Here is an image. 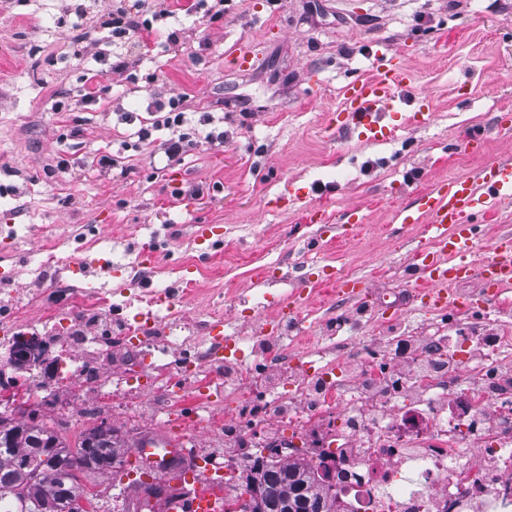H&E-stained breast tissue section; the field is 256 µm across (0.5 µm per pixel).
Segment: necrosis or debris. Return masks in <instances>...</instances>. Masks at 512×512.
Segmentation results:
<instances>
[{"mask_svg": "<svg viewBox=\"0 0 512 512\" xmlns=\"http://www.w3.org/2000/svg\"><path fill=\"white\" fill-rule=\"evenodd\" d=\"M297 325L287 317L248 339L225 337L223 371L205 369L200 353L178 366L199 400L219 391L226 405L254 406L250 425L234 430L225 481L244 453L306 462L325 476L334 512H512V381L498 375L511 351L411 336L394 321L382 358L349 338L338 364L313 360L291 376ZM275 423L291 435L261 440Z\"/></svg>", "mask_w": 512, "mask_h": 512, "instance_id": "obj_1", "label": "necrosis or debris"}]
</instances>
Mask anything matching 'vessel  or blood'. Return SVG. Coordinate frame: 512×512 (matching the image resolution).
<instances>
[{"instance_id": "1", "label": "vessel or blood", "mask_w": 512, "mask_h": 512, "mask_svg": "<svg viewBox=\"0 0 512 512\" xmlns=\"http://www.w3.org/2000/svg\"><path fill=\"white\" fill-rule=\"evenodd\" d=\"M402 64L388 67L380 76L351 82L342 89L343 110L347 123L359 130L363 141L375 142L385 138L382 114L388 108L392 91L406 79ZM512 208V162L489 159L477 178L458 177L443 189L419 195L415 208L405 216L408 224L424 223L431 243L413 250L405 278L414 297L433 311L451 307L481 308L490 299L512 289V230L499 231L491 239L487 255H479L477 227L473 215L490 214ZM325 283L332 285L337 295L357 299L371 291L365 278H348L324 273ZM478 281L476 292L461 294L457 285ZM312 282L298 281L281 309L300 313L310 302ZM188 433L178 428L137 442V454L147 463L159 461L158 449L175 452L182 447ZM155 512H223L218 502L187 492L176 503L159 502Z\"/></svg>"}]
</instances>
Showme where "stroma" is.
I'll return each mask as SVG.
<instances>
[{
    "label": "stroma",
    "mask_w": 512,
    "mask_h": 512,
    "mask_svg": "<svg viewBox=\"0 0 512 512\" xmlns=\"http://www.w3.org/2000/svg\"><path fill=\"white\" fill-rule=\"evenodd\" d=\"M0 0V310L38 336L50 366H38L42 391L22 411L68 441L109 423L120 448L168 425L151 398L168 382L177 410L195 403L178 378L149 361L152 384L127 395L122 372L132 354L120 324L166 292L179 311L161 322L159 346L180 357L167 335L201 332L224 321L228 336L249 337L268 320L311 260L341 275L368 278L360 303L338 302L322 286L300 333L323 342L341 334L371 342L382 323L424 321L457 336L467 322L512 336V304L476 310L424 311L401 282L423 227L401 214L418 193L475 176L490 157L512 155V0H224V19L205 29L181 15L160 20L177 37L168 52L136 58V81L109 73L114 47L99 19L115 0ZM252 54L232 66L229 51ZM392 48L410 70L395 88L384 122L393 137L367 144L337 129L341 90L372 76L380 50ZM110 91L100 104L76 105L88 70ZM183 97L190 126L224 132L219 147H191L169 167L163 153L136 148L135 133L154 102ZM70 105L68 114L55 110ZM478 138L480 150L467 147ZM117 156L124 174L101 168ZM66 156L65 183L45 177ZM363 221L342 229L348 210ZM217 224L222 242L196 245L193 227ZM152 250L157 263L140 280L127 264ZM52 265H42L45 255ZM109 270L97 272L99 261ZM104 292L109 309L82 317L85 336L102 345L78 353L81 379L66 385L56 358L61 335L35 316L66 306L59 284ZM101 512H125L135 485L99 473L84 476Z\"/></svg>",
    "instance_id": "35a3bbf8"
}]
</instances>
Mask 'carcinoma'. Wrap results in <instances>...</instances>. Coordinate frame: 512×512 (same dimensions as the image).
<instances>
[{
  "label": "carcinoma",
  "instance_id": "carcinoma-1",
  "mask_svg": "<svg viewBox=\"0 0 512 512\" xmlns=\"http://www.w3.org/2000/svg\"><path fill=\"white\" fill-rule=\"evenodd\" d=\"M135 465L118 456L112 430L92 428L71 446L46 423H25L0 411V512H89L82 476H106ZM304 488L298 512H331L321 478L300 464H269L260 474L263 504L270 510Z\"/></svg>",
  "mask_w": 512,
  "mask_h": 512
}]
</instances>
